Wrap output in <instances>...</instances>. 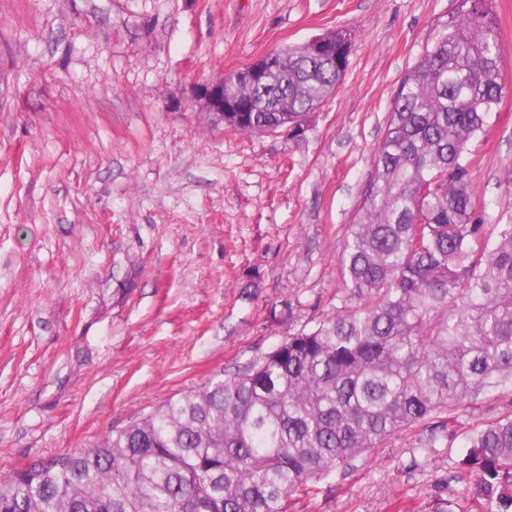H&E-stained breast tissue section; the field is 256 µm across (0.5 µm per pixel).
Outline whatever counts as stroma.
<instances>
[{
    "mask_svg": "<svg viewBox=\"0 0 512 512\" xmlns=\"http://www.w3.org/2000/svg\"><path fill=\"white\" fill-rule=\"evenodd\" d=\"M510 88L470 145L485 223L512 224V0H492ZM454 0H0V474L84 448L331 313L337 256L391 99ZM344 30L304 134L245 135L198 82ZM480 394L464 435L507 409ZM407 428L299 512H423L459 448L413 465Z\"/></svg>",
    "mask_w": 512,
    "mask_h": 512,
    "instance_id": "35a3bbf8",
    "label": "stroma"
}]
</instances>
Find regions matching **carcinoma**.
<instances>
[{
	"label": "carcinoma",
	"instance_id": "obj_1",
	"mask_svg": "<svg viewBox=\"0 0 512 512\" xmlns=\"http://www.w3.org/2000/svg\"><path fill=\"white\" fill-rule=\"evenodd\" d=\"M313 56L269 53L241 100L254 134L301 135L345 75V33ZM489 0H457L402 78L356 221L332 314L242 368L69 454L0 475V512H290L313 485L399 431L448 441L464 401L512 396V224H486L469 145L506 94ZM462 498L428 512H512V410L464 435Z\"/></svg>",
	"mask_w": 512,
	"mask_h": 512
}]
</instances>
